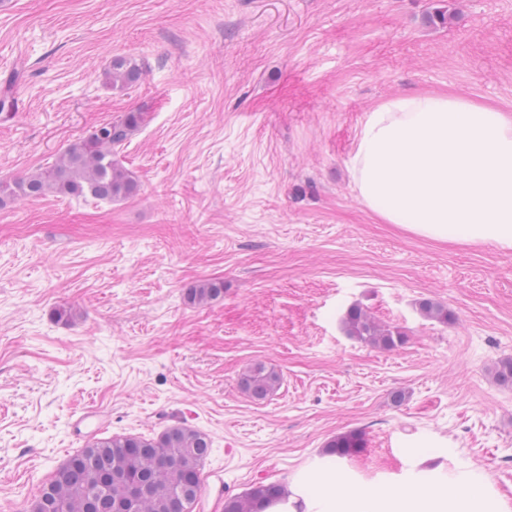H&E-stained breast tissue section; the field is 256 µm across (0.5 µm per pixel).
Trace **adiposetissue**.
Returning a JSON list of instances; mask_svg holds the SVG:
<instances>
[{
	"label": "adipose tissue",
	"instance_id": "1",
	"mask_svg": "<svg viewBox=\"0 0 512 512\" xmlns=\"http://www.w3.org/2000/svg\"><path fill=\"white\" fill-rule=\"evenodd\" d=\"M363 202L417 236L512 249V114L462 97L410 93L368 111L350 159ZM411 482L354 485L327 461L304 468L261 512H512L488 475L442 476L419 453Z\"/></svg>",
	"mask_w": 512,
	"mask_h": 512
}]
</instances>
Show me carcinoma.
Wrapping results in <instances>:
<instances>
[{
	"instance_id": "carcinoma-1",
	"label": "carcinoma",
	"mask_w": 512,
	"mask_h": 512,
	"mask_svg": "<svg viewBox=\"0 0 512 512\" xmlns=\"http://www.w3.org/2000/svg\"><path fill=\"white\" fill-rule=\"evenodd\" d=\"M142 76L138 62L116 56L105 70L112 88L124 89ZM146 113L128 112L100 124L87 137L70 143L46 167L16 180L0 179V205L18 198L47 195L85 197L117 201L137 193L138 182L114 159L145 121ZM224 293L221 282L202 280L187 289L189 303L205 305ZM348 336L371 346L392 349L405 343L397 329L384 324L358 305L348 308L343 317ZM494 376L503 385H512V357L500 359ZM273 369L256 364L239 379L240 388L252 398L262 400L280 385ZM365 447L362 434H340L327 445V455L349 458ZM210 451L202 432L180 425L157 437L115 435L89 443L70 457L43 487L32 505V512H114V504L125 499L136 485L145 512H193L198 504L201 473ZM278 483H258L243 497L224 500V512H258L257 504L273 498Z\"/></svg>"
}]
</instances>
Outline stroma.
<instances>
[{"mask_svg":"<svg viewBox=\"0 0 512 512\" xmlns=\"http://www.w3.org/2000/svg\"><path fill=\"white\" fill-rule=\"evenodd\" d=\"M442 11L446 23L431 22ZM144 74L105 86L112 58ZM445 93L512 113V0H11L0 9V178L48 166L129 112L122 201L0 206V503L28 512L93 436L188 425L210 441L195 512L285 483L330 440L359 483L412 469L491 474L512 504V249L383 223L349 172L365 112ZM217 279L205 305L184 294ZM440 303L447 322L423 318ZM360 305L407 336L346 335ZM76 312L55 321V308ZM261 363L281 376L257 401ZM280 382L281 377L275 370L256 364L241 375L239 386L252 398L262 400L273 393ZM365 447L362 434L354 431L340 434L327 445V455L336 459L349 458L360 453Z\"/></svg>","mask_w":512,"mask_h":512,"instance_id":"1","label":"stroma"}]
</instances>
